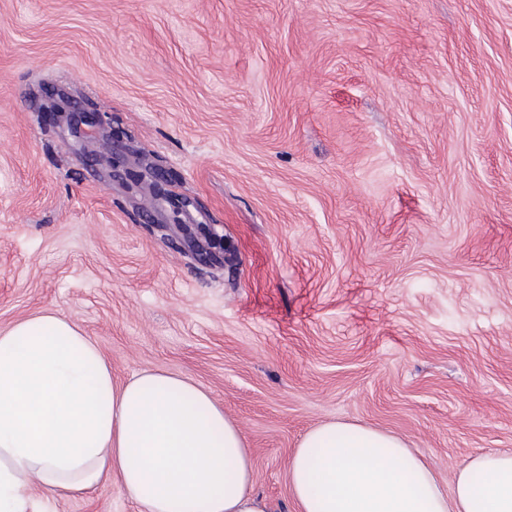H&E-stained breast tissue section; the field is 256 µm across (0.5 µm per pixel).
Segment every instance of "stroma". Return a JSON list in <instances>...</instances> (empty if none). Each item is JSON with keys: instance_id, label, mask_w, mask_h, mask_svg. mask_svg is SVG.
Wrapping results in <instances>:
<instances>
[{"instance_id": "stroma-1", "label": "stroma", "mask_w": 512, "mask_h": 512, "mask_svg": "<svg viewBox=\"0 0 512 512\" xmlns=\"http://www.w3.org/2000/svg\"><path fill=\"white\" fill-rule=\"evenodd\" d=\"M62 86L223 236L106 184ZM156 183V184H157ZM76 322L117 382L189 377L256 492L325 422L388 431L445 489L512 449V0H0V330ZM58 512H143L117 483ZM47 103L46 108L50 112L54 113H77L79 121L81 123H85L87 126L96 127L98 125H102L105 123L104 117L101 115V112H98L95 108L90 107H82L75 110L70 106V102L68 97H65L64 94L50 93L46 95ZM70 111V112H67ZM157 196L164 201L170 211L169 222L159 224V227L172 234H180L189 254L201 258L213 259L224 254V239L208 224H181L180 215L193 205L191 198L179 197L158 190ZM196 227H192V226ZM205 225L203 227H199Z\"/></svg>"}]
</instances>
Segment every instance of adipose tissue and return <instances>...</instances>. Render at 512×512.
<instances>
[{
    "label": "adipose tissue",
    "mask_w": 512,
    "mask_h": 512,
    "mask_svg": "<svg viewBox=\"0 0 512 512\" xmlns=\"http://www.w3.org/2000/svg\"><path fill=\"white\" fill-rule=\"evenodd\" d=\"M297 512H512V450L471 457L446 492L399 436L328 422L288 459ZM118 480L145 512H270L241 433L190 379L119 383L94 341L54 312L0 331V512Z\"/></svg>",
    "instance_id": "1"
}]
</instances>
